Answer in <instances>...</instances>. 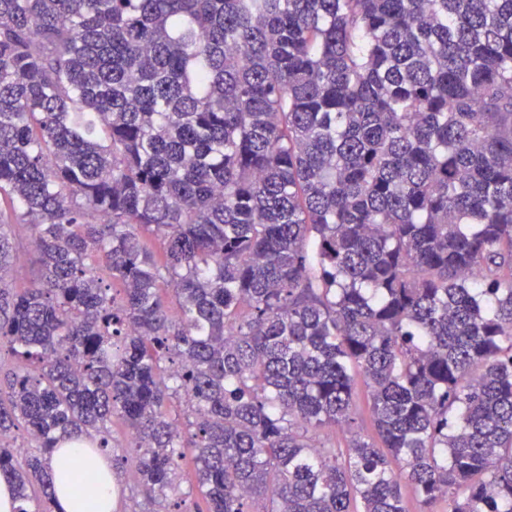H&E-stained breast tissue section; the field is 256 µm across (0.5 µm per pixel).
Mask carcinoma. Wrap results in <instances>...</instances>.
I'll return each mask as SVG.
<instances>
[{
	"label": "carcinoma",
	"mask_w": 512,
	"mask_h": 512,
	"mask_svg": "<svg viewBox=\"0 0 512 512\" xmlns=\"http://www.w3.org/2000/svg\"><path fill=\"white\" fill-rule=\"evenodd\" d=\"M0 201L16 512H512V0H0ZM112 437L124 446V450L116 448L114 451L112 448V461L107 453L91 461L83 453V448H77V446L61 448L53 454V457L56 462L61 461L62 458L66 460L69 470L74 475L84 476L95 472L106 475L107 481L96 487L99 497L110 500L112 504L116 502L112 511L106 512H161L165 510L164 508L168 512L196 511L200 500L195 488L193 463L190 460L183 465L178 493L175 496L170 495L167 501L159 505L148 501L139 487L134 463L131 460L133 453L128 448L130 430L121 422L115 421L114 424L112 423ZM122 456L123 459L126 456L128 461L122 460ZM112 498H114L113 502Z\"/></svg>",
	"instance_id": "cac0c4a2"
}]
</instances>
